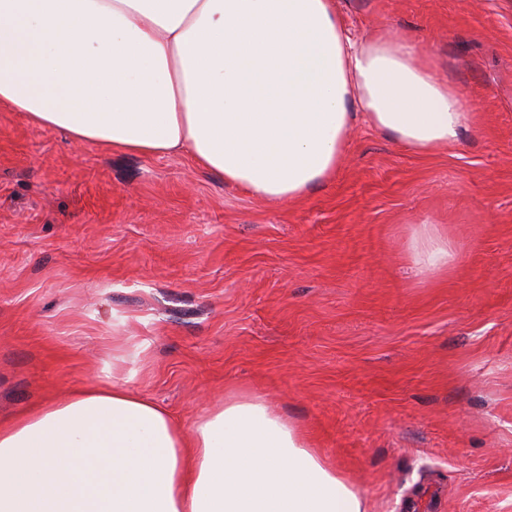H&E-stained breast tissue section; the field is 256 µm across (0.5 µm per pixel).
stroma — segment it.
<instances>
[{"mask_svg": "<svg viewBox=\"0 0 512 512\" xmlns=\"http://www.w3.org/2000/svg\"><path fill=\"white\" fill-rule=\"evenodd\" d=\"M413 38L472 127L417 153L355 118L335 177L268 203L186 156L76 145L0 109V425L104 379L183 426L258 393L366 512H512V0H336ZM447 273L418 272L419 225ZM452 254L448 234L431 224H422L410 240V256L413 265L420 272L438 273L447 270Z\"/></svg>", "mask_w": 512, "mask_h": 512, "instance_id": "35a3bbf8", "label": "stroma"}]
</instances>
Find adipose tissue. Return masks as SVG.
Instances as JSON below:
<instances>
[{
    "label": "adipose tissue",
    "mask_w": 512,
    "mask_h": 512,
    "mask_svg": "<svg viewBox=\"0 0 512 512\" xmlns=\"http://www.w3.org/2000/svg\"><path fill=\"white\" fill-rule=\"evenodd\" d=\"M0 107L72 141L186 155L244 194L330 181L355 115L418 152L472 122L406 37L355 36L335 0H0ZM422 225L413 265L447 270ZM79 389L0 429V512H365L360 491L259 395L184 432L125 386Z\"/></svg>",
    "instance_id": "obj_1"
}]
</instances>
